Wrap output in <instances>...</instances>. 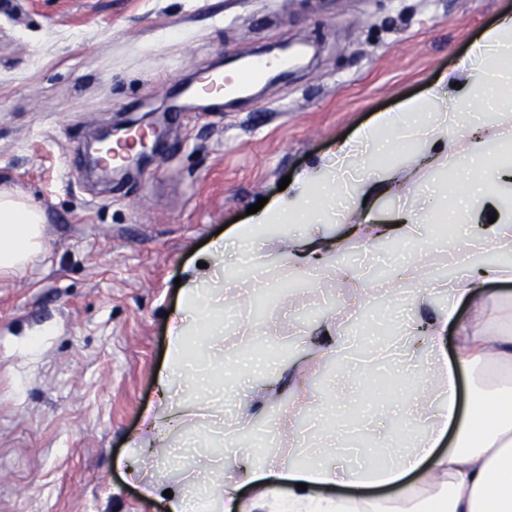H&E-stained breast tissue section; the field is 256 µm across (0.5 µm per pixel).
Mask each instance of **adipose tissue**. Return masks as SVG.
Listing matches in <instances>:
<instances>
[{
	"label": "adipose tissue",
	"instance_id": "adipose-tissue-1",
	"mask_svg": "<svg viewBox=\"0 0 512 512\" xmlns=\"http://www.w3.org/2000/svg\"><path fill=\"white\" fill-rule=\"evenodd\" d=\"M512 72V20L503 19L488 28L471 46L467 57L441 74L421 97L403 101L398 110L382 112L360 127L348 140L333 147L321 160L303 169L286 191L264 207L257 220L238 225L232 233L212 244L198 265L188 273L181 288V305L169 317L167 363L158 378L159 405L145 422L140 445H150L155 455L171 452L165 431L198 417L216 385V369L224 364V349L212 346L207 369L192 364L189 339L220 336L224 323L215 313L224 297L233 293L245 298L242 284L224 275V256L233 250L254 269V287L271 278L276 265L292 271L330 270L336 246L327 236L297 234L271 239V224H317L326 212L345 204L352 223L350 240L358 246L385 239L406 243L419 239L424 227L414 206L398 209L390 223L372 221L365 197L410 192L414 171L363 163V156L388 149L390 137L426 146V163L443 168L455 158L469 159L464 192L449 191V224H468L474 202L486 195L489 177L512 184V163L501 161L494 144L512 142V123L459 133L458 118L473 110L471 87L482 97L507 103L502 92L505 76ZM482 225L469 226L465 238L449 235L446 250L457 269L454 280L439 282L431 276L424 259L401 260L392 293L406 286L417 289L416 309L405 324L404 353L415 358L419 347L436 346L455 317L459 301H468L475 321L458 325L459 344L454 358L437 353L438 378L417 381L406 413L419 414L426 422L424 434L408 451L379 466L346 468L325 462L283 465L258 461L254 455L234 458L222 479L198 482L192 476L179 480L158 476L139 479L144 498L163 501L167 512H345L343 496L314 497L313 487L391 486L395 499H361L362 512H512V311L500 316L494 330L480 323L486 305L483 287L491 281H512V208L501 202L486 204ZM42 210L19 196L0 190V276L23 273L43 248ZM495 250L505 261L487 265L479 255ZM444 294L447 303L432 310V294ZM476 369L488 378L474 392L480 405L469 415L458 413L456 374ZM455 440L447 451L438 446L447 432ZM289 484L281 497V484ZM248 498H241L242 487Z\"/></svg>",
	"mask_w": 512,
	"mask_h": 512
}]
</instances>
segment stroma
Here are the masks:
<instances>
[{"mask_svg":"<svg viewBox=\"0 0 512 512\" xmlns=\"http://www.w3.org/2000/svg\"><path fill=\"white\" fill-rule=\"evenodd\" d=\"M512 0H0V189L45 211V248L24 276L0 277V512H164L116 462L158 402L167 313L191 251L275 199L285 176L314 165L378 113L419 96L456 67ZM310 56L221 110L168 116L157 158L129 180L86 172L95 129L167 109L175 87L219 61L262 57L275 44ZM459 167L419 173L417 212L433 224L438 190ZM350 286L332 273L291 274L257 295L265 345L301 363L307 389L343 387L306 343ZM253 382L223 391L221 436L255 429L272 458L296 463L344 432V406L306 410L295 443L287 396L252 421L237 412ZM398 448L409 433L361 385L348 387Z\"/></svg>","mask_w":512,"mask_h":512,"instance_id":"stroma-1","label":"stroma"}]
</instances>
